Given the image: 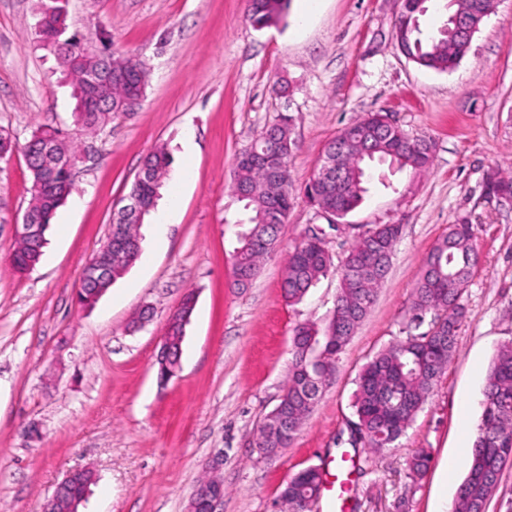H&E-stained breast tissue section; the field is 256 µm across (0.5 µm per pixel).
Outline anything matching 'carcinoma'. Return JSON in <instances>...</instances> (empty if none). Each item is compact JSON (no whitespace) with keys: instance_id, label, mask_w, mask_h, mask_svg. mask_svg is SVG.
Segmentation results:
<instances>
[{"instance_id":"cac0c4a2","label":"carcinoma","mask_w":512,"mask_h":512,"mask_svg":"<svg viewBox=\"0 0 512 512\" xmlns=\"http://www.w3.org/2000/svg\"><path fill=\"white\" fill-rule=\"evenodd\" d=\"M289 0H251L248 19L255 27L277 23L288 8ZM420 0H402L394 36L406 57L437 71L454 68L468 51L469 43L451 33L453 17L481 26L493 7V0H448L446 26L450 33L424 38L417 11ZM67 0H39L38 15L46 18L42 31L45 40L62 43V53L71 58V81L75 89L76 124L90 132L103 128L108 113L121 111L130 99L145 98L149 71L131 56L106 48L104 66L112 73L110 100L83 99L87 63L80 59L76 38L60 34L59 22L67 14ZM384 113L370 112L345 129L353 142L363 143L369 151L358 157L345 145L331 141L322 157L339 159L341 177L319 188V204L344 217L356 209L367 193V166L377 161L398 172L424 171L431 162V141L409 135L399 126L383 125ZM55 128L35 133L25 146V158L32 180L42 182V192L30 202V216L36 231L17 240L14 266L19 271L39 263L47 242V231L56 210L72 189L71 173L64 170L76 147L52 146ZM292 116L280 112L240 155L249 154L255 164H235L232 188L250 211L247 230L237 236L234 248V285L249 287L260 271L261 262L273 254L282 228L294 202L290 190L288 161L294 147ZM172 159L165 148L158 147L143 160L147 176L132 185L130 196L155 205L170 173ZM486 194L512 201V175L492 170L485 178ZM115 234L125 239L127 248L120 254H105L102 259L112 267V280L121 278L140 253L139 227L117 221ZM400 237V225L366 226L351 249L334 262L320 240L301 239L288 251L282 282L290 302L301 301L321 279L336 275L339 288L334 319L322 326L302 323L293 329L291 365L279 399V413L259 427L256 447L266 457L280 456L289 447L305 419L313 412L325 386L336 374L337 363L345 346L368 315L377 289L391 266L394 247ZM475 225L462 218L450 225L448 234L429 252L413 289L410 310L413 316H431L430 327L417 332L408 323L404 336L378 351L362 368L353 399V422L361 425L363 436L349 434V444L373 452L393 448L412 425L433 388L448 367L458 328L465 318L463 296L477 264L478 248ZM193 308L184 306L173 317L169 341L170 363L181 359L185 326ZM512 463V340L502 343L490 363L482 391L481 416L467 465V473L458 487L451 512H486L499 476ZM431 456L416 452L409 468L415 477L429 469ZM320 469H301L282 486L281 494L291 498L317 496ZM90 479H74L67 484L58 512H69L74 502L84 499Z\"/></svg>"}]
</instances>
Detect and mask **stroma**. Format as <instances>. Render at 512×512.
<instances>
[{
	"instance_id": "obj_1",
	"label": "stroma",
	"mask_w": 512,
	"mask_h": 512,
	"mask_svg": "<svg viewBox=\"0 0 512 512\" xmlns=\"http://www.w3.org/2000/svg\"><path fill=\"white\" fill-rule=\"evenodd\" d=\"M35 0H0V512H40L72 471L97 482L81 512H187L206 463L220 458L224 512H283L281 484L298 470L346 456L345 512H448L467 472L482 389L497 347L512 339V205L485 195L488 170H512V0H495L468 54L440 72L408 60L393 37L399 0H290L257 29L247 0H69L67 25L89 48L111 41L150 68L134 115L88 136L73 117L72 87L37 43ZM287 79L290 100L274 85ZM295 117L289 163L295 195L277 252L252 285H233L231 254L249 213L231 189L235 158L282 111ZM367 112H386L431 139L421 174L369 172V191L328 249L342 258L362 226L402 234L375 302L338 362L334 383L280 458L263 459L257 430L288 377L294 327L324 323L338 289L322 279L299 303L281 288L284 258L316 223L304 188L325 147ZM77 144L73 185L44 254L11 264L14 226L32 196L23 147L44 127ZM166 147L181 185L166 184L140 232L135 263L85 310L83 269L146 155ZM177 210L164 243L153 226ZM476 226L480 262L463 302L453 356L397 447H351L356 378L401 336L423 259L450 224ZM196 307L181 367L160 384L155 364L170 314L187 292ZM154 311L142 330L129 323ZM433 463L413 479L418 449ZM457 461L451 474L443 463Z\"/></svg>"
}]
</instances>
